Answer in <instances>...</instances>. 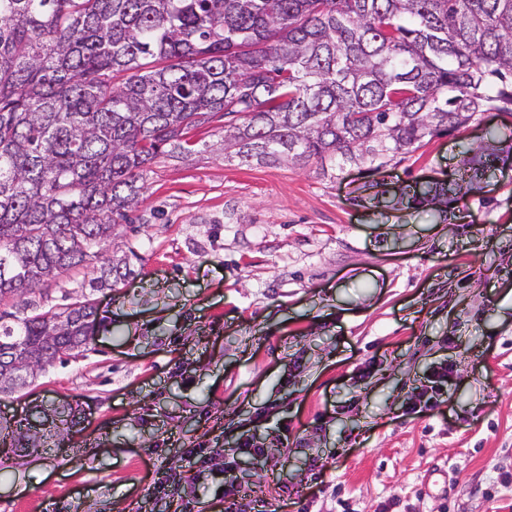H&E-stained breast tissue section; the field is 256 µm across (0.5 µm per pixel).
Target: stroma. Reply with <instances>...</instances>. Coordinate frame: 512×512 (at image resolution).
Returning <instances> with one entry per match:
<instances>
[{"instance_id": "35a3bbf8", "label": "stroma", "mask_w": 512, "mask_h": 512, "mask_svg": "<svg viewBox=\"0 0 512 512\" xmlns=\"http://www.w3.org/2000/svg\"><path fill=\"white\" fill-rule=\"evenodd\" d=\"M145 174L108 246L131 275L91 290L89 258L25 299L97 307L93 338L0 397V422L75 410L60 447H0V512H512V112L426 139L379 173L224 158V121ZM482 193L368 207L374 183L451 176L482 144ZM448 380L433 389V373ZM243 435L266 448L235 476ZM201 448L204 464L185 453ZM235 476L238 496L215 487ZM168 495L152 498L154 483Z\"/></svg>"}]
</instances>
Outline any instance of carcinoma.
Returning <instances> with one entry per match:
<instances>
[{
  "label": "carcinoma",
  "instance_id": "1",
  "mask_svg": "<svg viewBox=\"0 0 512 512\" xmlns=\"http://www.w3.org/2000/svg\"><path fill=\"white\" fill-rule=\"evenodd\" d=\"M512 112V0H0V302L93 255L90 287L130 274L103 245L146 169L224 118V157L378 171L426 138ZM495 149L424 195L477 192ZM0 395L88 344L86 298L11 324ZM74 412L34 408L0 442L37 446Z\"/></svg>",
  "mask_w": 512,
  "mask_h": 512
}]
</instances>
